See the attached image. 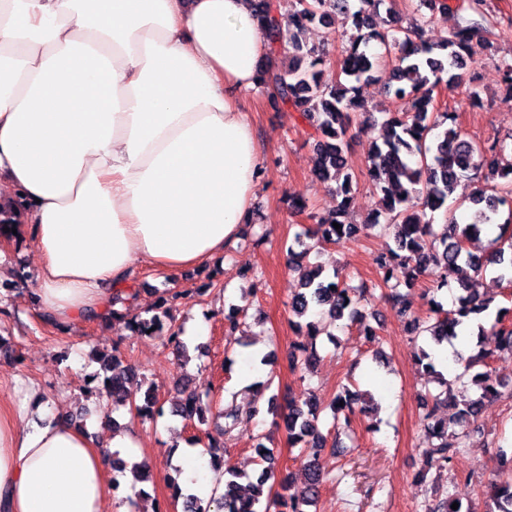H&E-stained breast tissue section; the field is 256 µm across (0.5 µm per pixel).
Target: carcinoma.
<instances>
[{
  "label": "carcinoma",
  "mask_w": 512,
  "mask_h": 512,
  "mask_svg": "<svg viewBox=\"0 0 512 512\" xmlns=\"http://www.w3.org/2000/svg\"><path fill=\"white\" fill-rule=\"evenodd\" d=\"M393 0H295V8L287 14L278 13L274 0H252L255 15L264 31L268 56L260 67V86L269 91L270 101L292 108L312 128L310 137L316 141L318 179L335 183L336 210L327 216L312 212L308 218L314 224L304 234L297 235L288 246V264L297 270L299 262L311 253L307 240L320 246L335 245L354 239L361 227L350 217L353 173L347 157L348 138L354 117L365 114L379 122V137L372 142L367 155V172L373 190L381 194V209L369 220L379 223L384 217L392 229L393 244L377 256L374 263L377 279L350 284L338 272L326 276L322 265L311 263L302 269L299 288L290 302V311L297 317L294 326L300 341L288 356L291 372H299L317 357V338L326 324L345 318H362L358 305L369 296L380 293L393 309L405 319V328L413 339L423 338L417 347L415 364L429 381L438 384L439 391H426L418 398L420 420L429 442L425 451L424 468L417 480L434 470L443 474L448 463L460 451L468 427L478 418L481 406L488 398L504 393L512 395V378L487 369L472 375L470 384L476 387V397L457 398L452 385L436 369L434 347L449 343L459 336L457 328L472 315L488 320L490 331L499 340V348L512 350V325L504 324L506 308L491 310L493 298L471 288L472 277L492 274L497 288H512V208L508 218L499 225L500 233L493 239L494 249L485 253L472 250L482 227L493 223L501 209L512 205V162L503 161L506 146L501 141H474L466 138L457 125L453 112L440 111L435 92L439 86H459L464 70L476 62L490 46L492 29L498 22L485 12V0H470L467 10L473 18L460 17L447 35L433 43L418 42L421 25L409 27L380 25L375 17L386 9L391 12ZM349 26L347 45L337 61L335 82L324 80L330 64L325 46L311 44L306 33L310 25L330 28L336 18ZM390 56L391 76L384 87L385 96L395 104L392 111L374 117V109L359 97L358 84L374 79L382 55ZM484 183L470 196L472 222L459 224L452 216L446 223L435 224L427 213L448 212V199L464 179ZM338 223L336 229L333 223ZM24 213L14 203L0 202V238L20 243V234L9 228H21ZM422 278L428 279L430 303L435 317L424 319L412 312L401 288L412 289ZM452 294L454 308L446 310L436 301L440 294ZM168 299H160V312L143 318L132 316L128 324L142 336L159 338L178 348H185L180 333L166 326L172 319ZM103 370L99 398L107 406H124L131 412L149 418L164 416L163 403L152 390L145 392L144 403L137 402L131 388L134 371L117 355L101 360ZM181 398L175 415L200 425L210 423L213 415L214 387L199 389L193 380H182ZM371 393L358 394L343 385L329 403L333 418L344 419L349 426L360 414L374 409ZM268 413L282 421L288 443L306 459L308 477L300 488H291L286 480L276 490L268 480L275 474L277 458L274 450L263 443V436L251 437L257 464L263 466L257 483L243 488L238 479L243 474L224 470V496L207 504L194 495L183 497L186 512H271L278 506L281 512H308L319 493L321 473L312 465L320 451L327 447V438L319 429L320 406L317 400L301 392L289 398L286 406L274 394L268 400ZM224 423L215 425L217 436L210 437L211 456L224 447V438L235 429L238 408L230 401L219 410ZM420 505L421 512H471L452 509L456 498L438 496L431 490ZM486 497L489 504L484 512H512V469L498 468L489 482Z\"/></svg>",
  "instance_id": "carcinoma-1"
}]
</instances>
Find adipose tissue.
I'll list each match as a JSON object with an SVG mask.
<instances>
[{
    "mask_svg": "<svg viewBox=\"0 0 512 512\" xmlns=\"http://www.w3.org/2000/svg\"><path fill=\"white\" fill-rule=\"evenodd\" d=\"M268 44L249 0H0V188L31 208L36 309L102 315L135 263L224 260L249 223L260 150L243 108ZM30 388L0 413V512H105L109 454ZM183 493L224 492L203 445Z\"/></svg>",
    "mask_w": 512,
    "mask_h": 512,
    "instance_id": "ef3b65f1",
    "label": "adipose tissue"
}]
</instances>
